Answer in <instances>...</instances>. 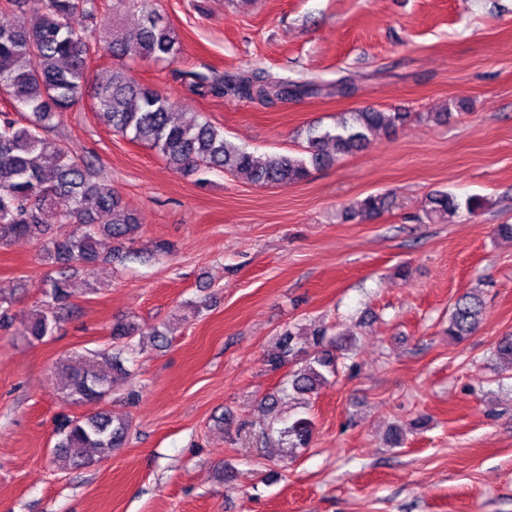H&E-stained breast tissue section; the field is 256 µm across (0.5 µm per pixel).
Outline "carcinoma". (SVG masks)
Instances as JSON below:
<instances>
[{
  "mask_svg": "<svg viewBox=\"0 0 512 512\" xmlns=\"http://www.w3.org/2000/svg\"><path fill=\"white\" fill-rule=\"evenodd\" d=\"M142 6V23L135 36L103 21L104 37L97 39L85 27L74 25L81 14L96 19L99 0H0V13L10 14L16 23L0 26V95L30 113L25 125L0 112V245L16 238H28L58 266L41 284L42 299L21 322L20 335L35 342L54 334L60 313L72 306L71 281L81 269H92L110 261L103 252L107 241L135 242L140 228L136 217L124 212L122 199L98 183L93 165L70 152L64 144L43 136L54 114L65 112L86 96H91L97 115L112 129L131 140L154 149L177 172L195 176L200 183L213 172H228L259 185L292 184L310 176L311 169L332 164L336 156L361 150L370 136L404 124L408 112L364 108L347 112L330 129L311 126L306 131L304 154L274 153L259 161L245 147L224 135V128L208 120L178 122L177 102L166 93L141 84L128 67L112 69L109 80L89 85L88 60L102 52L116 59L172 63L180 55L178 37L145 0H119ZM190 90L199 96H223L271 105L279 100L318 95L354 93L345 79L334 83L293 81L272 76L263 70H241L233 74L209 76L188 73ZM391 206L384 194H369L349 209V218L375 217ZM53 208L61 224H75L78 231L63 239L51 233L42 213ZM460 204L449 193L436 191L427 198L424 214L454 213ZM482 298L473 292L461 295L448 317V336L460 342L473 334L483 312ZM112 339L121 343L109 355L112 370L124 373L123 354L144 348V336L156 341L165 334L154 329L144 334L135 323L119 319L112 323ZM303 334L288 329L275 349L267 352L265 365L277 371L302 361L304 366L288 375L280 391L289 395L310 394L329 382L338 372L336 352L349 347L353 337L340 333L333 338L317 325ZM62 390L72 403H100L112 391L115 376L97 370L89 360L62 365ZM55 460L63 468L90 463L87 451L107 458L127 438L128 423L112 412L99 409L61 423ZM290 448H306L312 437L311 421L298 419L279 429Z\"/></svg>",
  "mask_w": 512,
  "mask_h": 512,
  "instance_id": "1",
  "label": "carcinoma"
}]
</instances>
